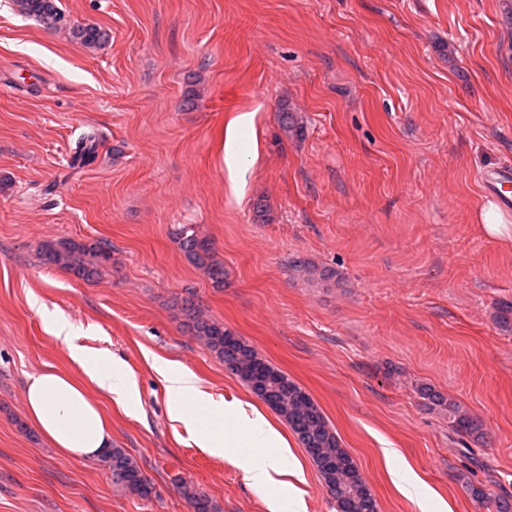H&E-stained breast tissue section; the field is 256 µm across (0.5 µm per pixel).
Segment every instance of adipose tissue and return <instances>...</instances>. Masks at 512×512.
<instances>
[{"mask_svg":"<svg viewBox=\"0 0 512 512\" xmlns=\"http://www.w3.org/2000/svg\"><path fill=\"white\" fill-rule=\"evenodd\" d=\"M52 331L67 348L83 381L67 373L43 370L30 375L24 390L25 406L34 429L63 456L95 458L112 444V430L98 403L87 393L95 388L118 405L132 407L136 383L119 359L96 355L74 341L72 325L54 320ZM168 395L172 419L191 421L200 448L224 455L236 437L247 436L252 447L263 449L261 460L241 455L236 464L244 481L257 489L280 494L287 487L286 476H300L287 442L252 404L214 398L205 392L196 375L187 368L168 363L160 368Z\"/></svg>","mask_w":512,"mask_h":512,"instance_id":"ef3b65f1","label":"adipose tissue"}]
</instances>
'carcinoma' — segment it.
Returning <instances> with one entry per match:
<instances>
[{
  "label": "carcinoma",
  "instance_id": "carcinoma-1",
  "mask_svg": "<svg viewBox=\"0 0 512 512\" xmlns=\"http://www.w3.org/2000/svg\"><path fill=\"white\" fill-rule=\"evenodd\" d=\"M14 5L19 12L34 17L49 30H68L71 37L86 48L97 49L107 41L101 29L71 23L57 0H14ZM99 145L95 134L82 135L73 148L70 166L80 169L94 163ZM177 239L188 260L203 270L213 286L224 287V263L215 258L211 241L186 225L179 229ZM37 253L43 264L63 269L84 281L98 277L112 259V248L98 241L48 240L38 245ZM176 309L184 325L224 362L227 370L238 376L253 393L268 391L265 404L288 423L301 445L310 451L327 492L336 501L337 512H378L377 500L364 481L357 461L341 446L314 399L242 337L205 315L193 301L184 299L176 303ZM421 395L448 408V420L457 434L473 435L481 431V421L456 402L445 400L429 388L422 389ZM101 461L109 468L112 483L142 498L152 495V482L124 449H106ZM182 495L193 512H216L211 499L193 485L183 484Z\"/></svg>",
  "mask_w": 512,
  "mask_h": 512
}]
</instances>
